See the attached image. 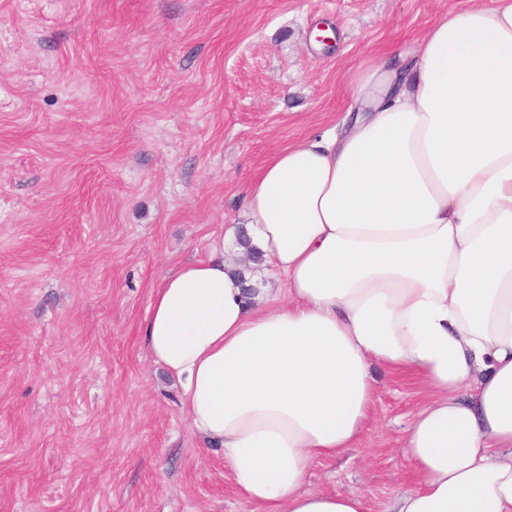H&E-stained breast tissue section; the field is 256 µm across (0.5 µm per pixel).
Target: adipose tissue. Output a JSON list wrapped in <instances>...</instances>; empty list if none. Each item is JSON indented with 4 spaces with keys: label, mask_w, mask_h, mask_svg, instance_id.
Masks as SVG:
<instances>
[{
    "label": "adipose tissue",
    "mask_w": 512,
    "mask_h": 512,
    "mask_svg": "<svg viewBox=\"0 0 512 512\" xmlns=\"http://www.w3.org/2000/svg\"><path fill=\"white\" fill-rule=\"evenodd\" d=\"M349 86V120L275 152L245 188L280 288L247 294L229 228L156 288L147 347L266 512H374L306 481L353 447L378 366L427 394L393 512H512V0L446 13Z\"/></svg>",
    "instance_id": "1"
}]
</instances>
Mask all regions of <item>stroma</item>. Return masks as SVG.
I'll return each instance as SVG.
<instances>
[{"mask_svg":"<svg viewBox=\"0 0 512 512\" xmlns=\"http://www.w3.org/2000/svg\"><path fill=\"white\" fill-rule=\"evenodd\" d=\"M469 5L0 0V512H263L151 358L152 294L246 224L273 150L346 119L352 68ZM376 379L358 442L307 487L388 512L425 396Z\"/></svg>","mask_w":512,"mask_h":512,"instance_id":"1","label":"stroma"}]
</instances>
